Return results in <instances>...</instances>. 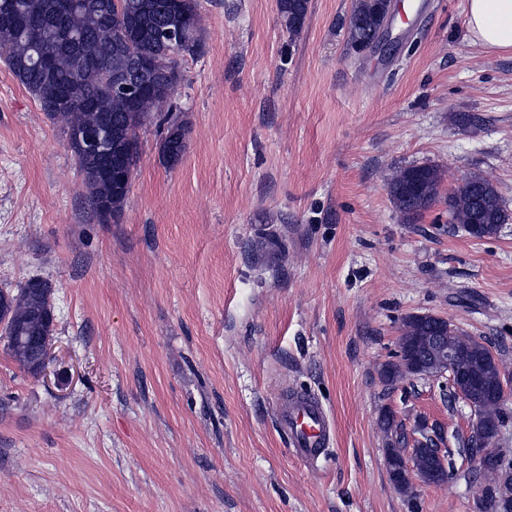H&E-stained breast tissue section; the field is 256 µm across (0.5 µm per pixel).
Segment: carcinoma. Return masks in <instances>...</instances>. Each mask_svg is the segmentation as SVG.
I'll return each mask as SVG.
<instances>
[{"label": "carcinoma", "mask_w": 512, "mask_h": 512, "mask_svg": "<svg viewBox=\"0 0 512 512\" xmlns=\"http://www.w3.org/2000/svg\"><path fill=\"white\" fill-rule=\"evenodd\" d=\"M59 0H0V60L12 76L38 101L52 121L65 122L64 133L75 164L84 174L86 194L93 210L112 205L119 213L128 197L131 179L140 159L139 131L150 116L164 113L166 125L160 151L169 166L177 165L185 152L186 127L173 113L171 100L177 84L159 76L148 91L136 97L117 93L100 72L112 73L115 81H137L131 55L176 68L175 57L194 54L199 47L196 0H164L166 12L149 13L150 0H75L59 15ZM309 0H278V12L288 33L301 31ZM385 0H354L347 20L350 43L360 48L371 42L385 20ZM180 32L171 43L168 30ZM41 33L33 43L29 32ZM48 51L54 65L46 71L35 62ZM90 130L107 134L110 158L82 149L79 135ZM442 172L434 165H412L395 170L388 189L394 206L415 223L436 201L435 190ZM451 223L462 228L478 224L481 236L498 233L508 214L497 188L480 174L465 177L450 197ZM54 289L47 280H32L16 289L0 290V323L4 325L7 349L18 365L36 374L40 347L54 332ZM384 384L395 386L409 377L413 357L406 351L386 363ZM379 425L386 447L405 448L408 437L402 421L382 415ZM482 495L479 512H512V501L501 499L500 485L511 471L488 468L480 473Z\"/></svg>", "instance_id": "1"}]
</instances>
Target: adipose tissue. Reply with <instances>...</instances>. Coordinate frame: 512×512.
<instances>
[{"label":"adipose tissue","mask_w":512,"mask_h":512,"mask_svg":"<svg viewBox=\"0 0 512 512\" xmlns=\"http://www.w3.org/2000/svg\"><path fill=\"white\" fill-rule=\"evenodd\" d=\"M471 40L489 51L512 52V0H466Z\"/></svg>","instance_id":"1"}]
</instances>
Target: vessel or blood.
Returning a JSON list of instances; mask_svg holds the SVG:
<instances>
[{"label":"vessel or blood","instance_id":"b4317fda","mask_svg":"<svg viewBox=\"0 0 512 512\" xmlns=\"http://www.w3.org/2000/svg\"><path fill=\"white\" fill-rule=\"evenodd\" d=\"M278 420L287 429L294 455L315 461L330 442L332 429L321 404L306 395L287 393L281 398Z\"/></svg>","mask_w":512,"mask_h":512}]
</instances>
